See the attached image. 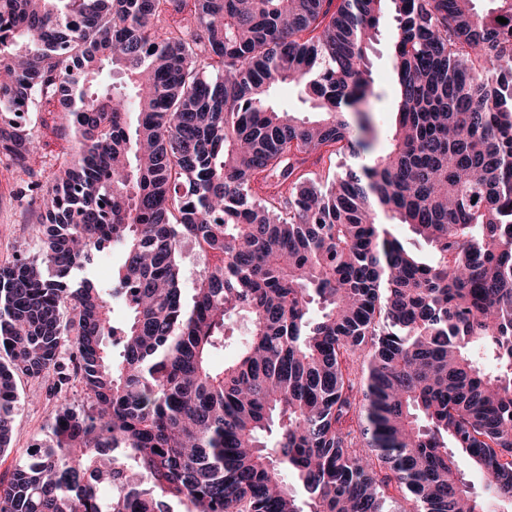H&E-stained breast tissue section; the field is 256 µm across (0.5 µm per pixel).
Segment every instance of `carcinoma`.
I'll return each mask as SVG.
<instances>
[{
  "mask_svg": "<svg viewBox=\"0 0 512 512\" xmlns=\"http://www.w3.org/2000/svg\"><path fill=\"white\" fill-rule=\"evenodd\" d=\"M477 2L0 0V159L46 210L40 262L0 264V456L18 375L82 397L0 512H512V0ZM44 100L74 145L43 185L13 113ZM186 239L219 257L189 298ZM113 247L111 285L73 282ZM391 25L392 17L389 16L386 21L384 36H382L380 42L375 45L374 52H372L370 56L375 79L388 94L391 92L390 86L392 85V81L390 77L389 47L387 43V34H385V32L391 27ZM272 100L280 108L302 112L303 116L310 117L311 119L315 117V114L305 112L308 109V104L302 102L297 90L293 87H284L276 90L272 95ZM248 332V323L245 320L239 319L230 325V329L226 332V338L231 337L224 346V351L217 353L213 358V363L216 366H222L224 361L229 360L234 355V340L244 337Z\"/></svg>",
  "mask_w": 512,
  "mask_h": 512,
  "instance_id": "carcinoma-1",
  "label": "carcinoma"
}]
</instances>
